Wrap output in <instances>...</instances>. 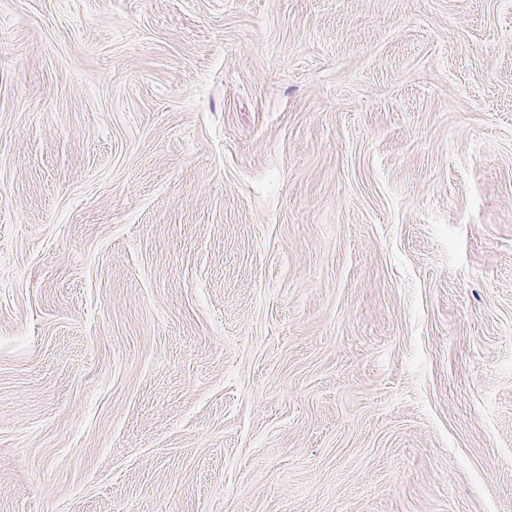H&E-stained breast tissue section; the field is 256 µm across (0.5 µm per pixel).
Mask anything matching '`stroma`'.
Masks as SVG:
<instances>
[{"instance_id":"1","label":"stroma","mask_w":512,"mask_h":512,"mask_svg":"<svg viewBox=\"0 0 512 512\" xmlns=\"http://www.w3.org/2000/svg\"><path fill=\"white\" fill-rule=\"evenodd\" d=\"M0 512H512V0H0Z\"/></svg>"}]
</instances>
